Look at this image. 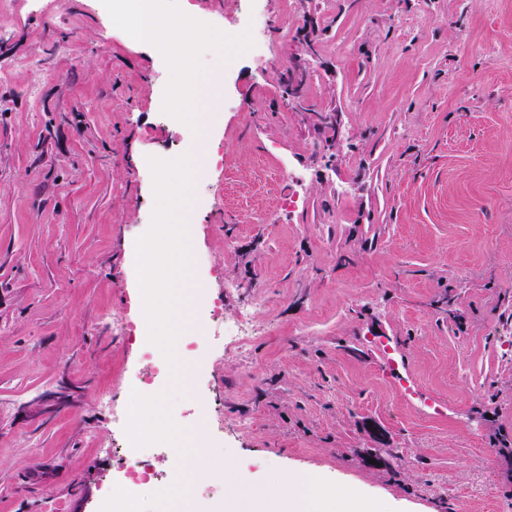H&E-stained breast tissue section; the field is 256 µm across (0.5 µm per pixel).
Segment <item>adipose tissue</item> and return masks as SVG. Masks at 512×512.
I'll return each instance as SVG.
<instances>
[{"label": "adipose tissue", "mask_w": 512, "mask_h": 512, "mask_svg": "<svg viewBox=\"0 0 512 512\" xmlns=\"http://www.w3.org/2000/svg\"><path fill=\"white\" fill-rule=\"evenodd\" d=\"M239 463L227 460L219 467L224 478L229 512H393V502L366 500L364 507L352 505L344 490L326 489L316 473L304 475L272 473L260 485L251 502H243L237 482Z\"/></svg>", "instance_id": "1"}]
</instances>
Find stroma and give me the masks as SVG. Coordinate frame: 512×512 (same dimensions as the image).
Here are the masks:
<instances>
[{"instance_id": "obj_1", "label": "stroma", "mask_w": 512, "mask_h": 512, "mask_svg": "<svg viewBox=\"0 0 512 512\" xmlns=\"http://www.w3.org/2000/svg\"><path fill=\"white\" fill-rule=\"evenodd\" d=\"M267 2L286 57L201 56L204 302L183 303L207 336L215 302L230 321L256 296L262 334L181 349L172 417L205 443L147 512H194L202 453L243 461L246 488L315 471L414 512H512V0ZM168 79L94 0L0 22V512H93L112 490L128 385L159 364L105 326L141 313L139 165L194 136L158 120Z\"/></svg>"}]
</instances>
